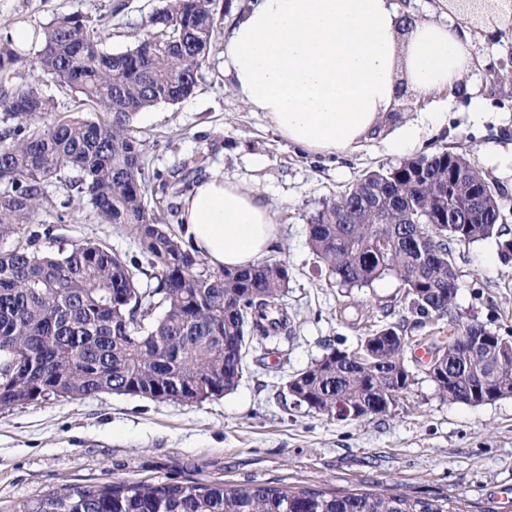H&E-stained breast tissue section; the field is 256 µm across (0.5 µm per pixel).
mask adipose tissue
Segmentation results:
<instances>
[{
  "label": "adipose tissue",
  "mask_w": 512,
  "mask_h": 512,
  "mask_svg": "<svg viewBox=\"0 0 512 512\" xmlns=\"http://www.w3.org/2000/svg\"><path fill=\"white\" fill-rule=\"evenodd\" d=\"M224 72L246 109L288 143L332 155L383 127L401 90L425 104L395 127L389 150L415 149L442 97L472 95L470 38L455 23L419 21L396 0H252L224 33ZM182 235L216 268L258 263L279 234L256 189L214 174L184 197Z\"/></svg>",
  "instance_id": "ef3b65f1"
}]
</instances>
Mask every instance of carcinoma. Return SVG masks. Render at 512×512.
<instances>
[{
    "label": "carcinoma",
    "instance_id": "obj_1",
    "mask_svg": "<svg viewBox=\"0 0 512 512\" xmlns=\"http://www.w3.org/2000/svg\"><path fill=\"white\" fill-rule=\"evenodd\" d=\"M36 60L0 36V112L16 120L0 138V239L26 235L0 251V410L54 397L81 400L132 387L157 402L185 405L224 395L242 377L250 343L288 331L284 297L288 267L270 254L255 265L215 270L172 233L166 210L148 193L184 194L200 168L181 159L161 172L142 164L135 116L175 104L197 85L215 42L212 0H166L149 17L137 44L119 53L99 48L97 24L64 14L39 30ZM38 75L22 84L24 70ZM79 94L102 118L54 113L41 79ZM488 187L486 205L448 223L459 185ZM62 183L85 197L107 224L125 229L139 254L93 240L42 251L51 229L33 228L51 203L47 187ZM496 188L463 151L441 150L398 166L366 172L323 203L309 224V245L338 288H362L393 275L403 285L412 323L383 324L375 359L350 365L326 353L290 377L314 411L336 404L392 413L405 382L385 373L405 356L408 328L448 320V335L432 338L430 353L454 383L435 384L441 398L472 404L474 393L512 389V336L476 318L468 333L493 341L462 349L460 318L448 283H458L453 248L503 236L506 217ZM156 280L150 291L142 278ZM462 501L391 494L382 489L317 490L257 483L187 480L69 485L20 503L14 512H466Z\"/></svg>",
    "mask_w": 512,
    "mask_h": 512
}]
</instances>
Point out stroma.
<instances>
[{
	"label": "stroma",
	"mask_w": 512,
	"mask_h": 512,
	"mask_svg": "<svg viewBox=\"0 0 512 512\" xmlns=\"http://www.w3.org/2000/svg\"><path fill=\"white\" fill-rule=\"evenodd\" d=\"M160 0H0V35L15 26L41 29L63 14L97 20L101 49L133 47ZM476 93L450 100L447 117L426 125L417 154L466 150L503 190L512 209V26L468 25ZM146 170L200 157L201 177L260 189L275 203L274 245L288 266L285 301L290 333L253 348L270 352L267 366L246 362L237 387L194 406L137 395L100 394L76 401L48 399L0 411V512L73 484L107 482L261 483L326 490L378 487L408 496H460L471 512H512V397L483 405L441 399L418 374L394 414L363 422L297 405L286 382L320 358L328 343L357 342L390 306L388 322L404 319L403 288L392 275L344 291L328 282L308 244L309 223L323 203L369 170L404 157L382 139L355 150L314 155L282 140L262 113L242 107L224 74L221 47L211 51L192 95L137 114ZM53 200L36 217L54 227L56 244L106 243L136 254L134 237L104 223L84 198ZM69 201L60 212V201ZM66 221H59V214ZM492 237L454 253L459 275L455 310L512 336V260Z\"/></svg>",
	"instance_id": "stroma-1"
}]
</instances>
